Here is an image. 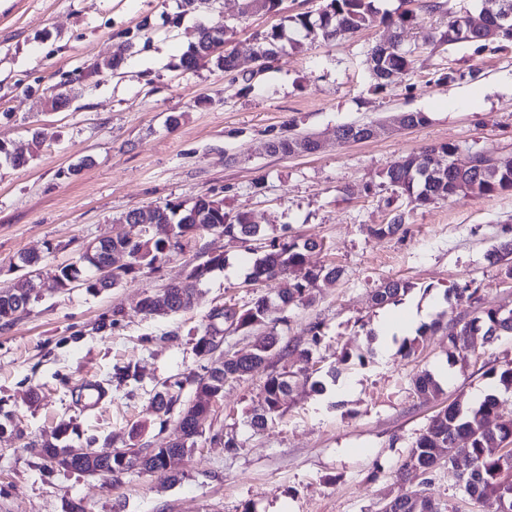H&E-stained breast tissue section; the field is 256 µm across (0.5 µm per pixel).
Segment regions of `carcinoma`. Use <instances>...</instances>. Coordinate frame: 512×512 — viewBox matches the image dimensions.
<instances>
[{"label": "carcinoma", "instance_id": "obj_1", "mask_svg": "<svg viewBox=\"0 0 512 512\" xmlns=\"http://www.w3.org/2000/svg\"><path fill=\"white\" fill-rule=\"evenodd\" d=\"M378 11L374 0H327L319 20L313 21L307 14L294 18V23L304 29L312 39L324 41L351 35L362 28L373 24ZM466 12H459L448 21L446 30L439 33L438 41L442 44H454L469 40L464 23ZM208 60L216 66L231 71L236 68L234 52L224 50L220 44L212 43L208 28L199 30L196 42L189 45L183 56V64L191 68L199 62ZM414 63L413 51L402 47H392L381 59L380 71L373 74L377 86L384 87L395 83L405 75ZM457 148L449 144L430 146L417 154H409L395 161L383 172L384 180L401 196L409 199L417 206H426L438 200L448 199L459 194L468 196H484L499 190L512 189V166L484 178L481 170L489 162L483 154L475 156V165L467 175L466 190L457 192L451 177L437 176V169L447 165L455 155ZM180 205L165 204L136 210V223L130 225L131 232L116 238L107 239V248L112 251H125L130 260V268L114 272L110 278V287L116 288L124 281L133 277L142 268H155L156 264L172 254H184L191 248L197 237L204 232L222 230L224 236L254 242L263 249L262 254L253 261L249 274L251 282H275L278 285V303L281 309L297 301L312 299L313 289L319 281L334 282L340 274L336 267L314 269L307 266L306 253L320 248L323 243L314 238L292 239L290 241L275 235L266 227L251 221L249 214L238 211L234 214L224 210V201L208 196L195 198L184 211ZM402 216H394L387 224H378L369 228V233L383 237L396 234L401 228ZM222 256L206 258L202 261L191 258L187 263L186 277L170 284L161 293L152 294L153 301L144 308L148 315L177 313L180 308L191 307V299L209 275L224 267ZM100 266L88 259L87 253H79L75 260L65 266H58L47 273L46 290L59 291L60 281L70 277L79 279L78 286L89 290H98ZM413 284L403 280H389L382 283L373 294L376 306H385L395 302L401 295L411 291ZM28 293L21 288L0 291V321L7 324L14 319L19 311H26ZM236 314L239 328L263 326L272 313L269 298L261 295L254 299L250 306L238 309L233 305H222L213 308L206 316V328H224L228 324L230 314ZM440 326L436 319L418 329L416 337L405 339L398 348L403 357L415 354L419 338L435 331ZM500 331V335H512V324L504 325L500 308L489 307L482 311L481 316L473 319L459 330L448 334V363L454 364L464 358L467 351L463 337L473 332L487 334ZM279 350L301 363L297 370H285L270 375L264 384V408L251 417V426L257 430L264 429L268 423L283 415L284 398L291 390L292 379L298 375L310 378L308 364L310 352L307 349L297 350L288 345L278 347L274 333L256 339L251 349L241 353H225L216 361L207 362L201 372L191 376L190 381L196 390L208 396V400L189 409L184 416H179V428L183 436L189 440L174 441L168 448H139L136 439L138 429H132L130 447L137 449L143 456L142 466L147 470H156L162 466V456L168 452H186L194 445L196 438L193 429V416L210 409L211 400L219 398L224 392V384L239 380L249 375L256 367L263 364L273 350ZM487 376L494 379L504 390H512V362L500 368L492 367ZM420 394L434 397L440 391L438 381L429 373L416 381ZM176 402L170 389L158 391L151 400V408L155 414H168ZM498 397L494 394L485 396L483 401L474 407L460 409L451 403L439 411L430 421L427 428L412 445L405 461V467L418 468L432 474L436 468L437 449H447L448 461L453 463L450 441L465 437L470 440V452L463 462L457 464L459 477L464 482V492L473 500H483L497 492L503 470L512 468V455L503 458L487 454V449L496 448L501 444L512 445V417H501L497 411ZM101 468L104 473L100 477L113 480L119 475L135 469L132 463L122 461L109 453L90 463L84 458L75 456L71 459L69 470L90 475ZM393 512H446V508L423 492H415L404 496V503Z\"/></svg>", "mask_w": 512, "mask_h": 512}]
</instances>
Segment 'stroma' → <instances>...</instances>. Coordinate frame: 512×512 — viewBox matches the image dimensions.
<instances>
[{
    "instance_id": "1",
    "label": "stroma",
    "mask_w": 512,
    "mask_h": 512,
    "mask_svg": "<svg viewBox=\"0 0 512 512\" xmlns=\"http://www.w3.org/2000/svg\"><path fill=\"white\" fill-rule=\"evenodd\" d=\"M375 0L380 12L412 9L401 31L384 23L333 41H312L296 28L301 13L318 15L325 0H281L274 12L247 13L244 0H212L180 13L178 0H0V141L29 153L34 131L46 135L26 166L0 164V290L29 278L19 257L35 253L43 269L70 263L86 245L125 233L129 210L223 200L254 223L289 236L323 240L308 252L313 268H342L322 282L312 303L289 306L277 323L283 343L312 351L320 370L338 367L324 393L297 384L283 417L257 431L252 413L269 375L290 366L272 352L224 395L200 422L194 445L178 462L177 481L131 471L119 483L67 472L46 462L34 441L68 424L60 445L121 450L133 425L157 448L179 438L177 414L159 421L153 395L183 381L182 401L195 400L188 376L200 371L195 351L209 311L219 303L250 304L270 286H245L246 243L203 234L194 249L223 254L191 309L169 317L143 313L141 300L182 281L187 256L145 269L109 291L44 292L27 312L0 324V512H381L387 497L427 489L451 512H496L494 500L463 497L448 468L432 478L404 469L420 433L453 401L474 404L490 392L486 372L512 361V336L474 337L465 362L449 365L448 335L488 306L512 305V279L492 253L512 240V191L459 195L427 206L410 204L384 183L393 162L424 148L457 146L470 153L512 155V45L465 41L426 44L459 10L479 14L482 0ZM228 26L235 71L181 58L200 27ZM278 32V50L262 70L252 56L260 38ZM400 34L414 64L393 85L376 87L368 65L377 44ZM121 57L117 71L97 61ZM68 108L45 111L58 86ZM405 112L428 121L405 127ZM371 124L374 135L343 143L336 129ZM312 136L316 151L288 157L275 140ZM402 214L393 236L368 226ZM411 281L398 303L376 308L373 291L386 280ZM473 294L445 304L446 290ZM120 317H113V310ZM414 310L422 322L442 318L415 356L376 334L382 318ZM321 340L312 343L311 328ZM367 352L366 364H339L342 348ZM135 376L122 378L125 368ZM439 376L435 399L417 395L422 370ZM237 446L227 449L224 441Z\"/></svg>"
}]
</instances>
